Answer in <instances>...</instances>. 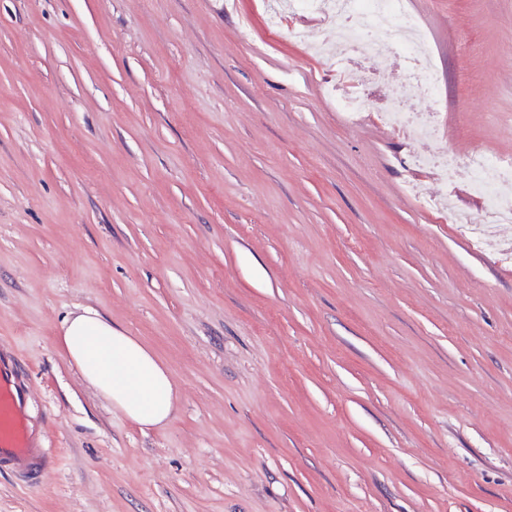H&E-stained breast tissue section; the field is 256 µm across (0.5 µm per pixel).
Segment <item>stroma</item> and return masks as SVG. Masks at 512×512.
I'll use <instances>...</instances> for the list:
<instances>
[{
	"mask_svg": "<svg viewBox=\"0 0 512 512\" xmlns=\"http://www.w3.org/2000/svg\"><path fill=\"white\" fill-rule=\"evenodd\" d=\"M451 156L512 158V0H405ZM267 0H0V351L54 471L0 512H512V224L387 126L405 64ZM369 116L348 125L339 98ZM91 307L179 388L144 429L53 339ZM337 106L351 123L359 121L370 111L368 100L359 93L338 102Z\"/></svg>",
	"mask_w": 512,
	"mask_h": 512,
	"instance_id": "obj_1",
	"label": "stroma"
}]
</instances>
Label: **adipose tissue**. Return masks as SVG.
Segmentation results:
<instances>
[{
    "mask_svg": "<svg viewBox=\"0 0 512 512\" xmlns=\"http://www.w3.org/2000/svg\"><path fill=\"white\" fill-rule=\"evenodd\" d=\"M55 343L88 385L140 427L172 416L177 389L166 366L97 310L65 317Z\"/></svg>",
    "mask_w": 512,
    "mask_h": 512,
    "instance_id": "obj_1",
    "label": "adipose tissue"
}]
</instances>
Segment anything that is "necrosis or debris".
I'll use <instances>...</instances> for the list:
<instances>
[{"label": "necrosis or debris", "mask_w": 512, "mask_h": 512, "mask_svg": "<svg viewBox=\"0 0 512 512\" xmlns=\"http://www.w3.org/2000/svg\"><path fill=\"white\" fill-rule=\"evenodd\" d=\"M288 8L334 19L337 40L349 46L360 41L363 29L390 24L391 43L406 61L409 74L406 82L394 90L387 117L397 129H411L442 139L436 113L404 109L418 95L434 96L437 78L420 24L405 11L403 0H288ZM463 166L472 175L475 191L487 198L495 223L511 224L512 196L502 193L501 187L512 181V161L478 153L466 158Z\"/></svg>", "instance_id": "4bbe7bcc"}]
</instances>
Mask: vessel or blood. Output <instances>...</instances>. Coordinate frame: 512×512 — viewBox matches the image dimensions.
<instances>
[{
    "instance_id": "vessel-or-blood-1",
    "label": "vessel or blood",
    "mask_w": 512,
    "mask_h": 512,
    "mask_svg": "<svg viewBox=\"0 0 512 512\" xmlns=\"http://www.w3.org/2000/svg\"><path fill=\"white\" fill-rule=\"evenodd\" d=\"M56 466L31 426L25 386L0 353V470L23 482H36Z\"/></svg>"
}]
</instances>
